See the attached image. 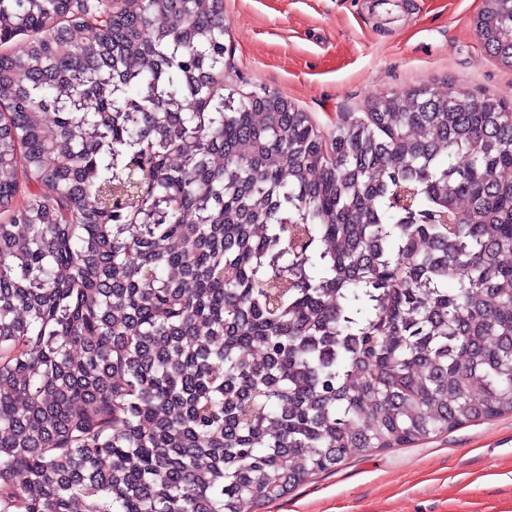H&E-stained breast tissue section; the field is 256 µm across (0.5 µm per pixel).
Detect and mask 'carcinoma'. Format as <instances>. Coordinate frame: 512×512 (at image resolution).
Returning <instances> with one entry per match:
<instances>
[{"label": "carcinoma", "instance_id": "obj_1", "mask_svg": "<svg viewBox=\"0 0 512 512\" xmlns=\"http://www.w3.org/2000/svg\"><path fill=\"white\" fill-rule=\"evenodd\" d=\"M90 14L0 0V512L260 510L512 413L511 96L325 141L219 93L224 0ZM476 25L512 68V0Z\"/></svg>", "mask_w": 512, "mask_h": 512}]
</instances>
